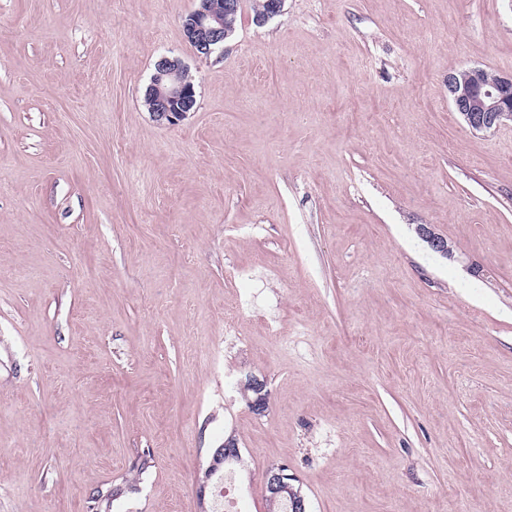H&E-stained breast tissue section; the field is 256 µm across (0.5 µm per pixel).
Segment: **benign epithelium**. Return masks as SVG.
Returning <instances> with one entry per match:
<instances>
[{
    "label": "benign epithelium",
    "mask_w": 512,
    "mask_h": 512,
    "mask_svg": "<svg viewBox=\"0 0 512 512\" xmlns=\"http://www.w3.org/2000/svg\"><path fill=\"white\" fill-rule=\"evenodd\" d=\"M239 7L240 0H224L220 7L214 0H198L197 8L182 23L185 39L198 57L207 59L224 45L230 37L225 21L234 17ZM184 71L185 66L177 57L162 56L155 63L148 97L149 111L156 120L175 125L196 110V89L185 81ZM447 83L449 101L472 132L487 133L512 123V74L490 76L484 68L468 67L449 73ZM248 381L255 392L248 404L260 412L266 405L264 385L254 377ZM239 454L240 448L233 439L213 449L209 476L223 471ZM293 481L287 469L280 466H272L264 474L269 497L288 499L292 512H308L307 502Z\"/></svg>",
    "instance_id": "obj_1"
}]
</instances>
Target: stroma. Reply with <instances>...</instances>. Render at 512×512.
I'll return each instance as SVG.
<instances>
[{
  "label": "stroma",
  "mask_w": 512,
  "mask_h": 512,
  "mask_svg": "<svg viewBox=\"0 0 512 512\" xmlns=\"http://www.w3.org/2000/svg\"><path fill=\"white\" fill-rule=\"evenodd\" d=\"M194 6L0 0V512H213L230 438L241 512H512V124L447 88L512 0H242L206 60ZM184 71L177 57L162 56L155 63L148 97L156 120L175 125L196 110V89L185 81ZM237 455H240V448H238L234 439H228L224 442L219 448H214L211 453V459L209 463V477L199 485L198 488V496L199 498H206L207 488H208V480H210L213 476L217 475L219 472L224 470V466L228 465V463L234 459ZM293 476L287 473L285 467L271 466L265 471L264 483L268 497L277 498L269 501V506L273 507V512H291L288 510V501L280 498H286L290 501L293 512H308L307 502L299 489H296ZM279 498V499H278Z\"/></svg>",
  "instance_id": "35a3bbf8"
}]
</instances>
